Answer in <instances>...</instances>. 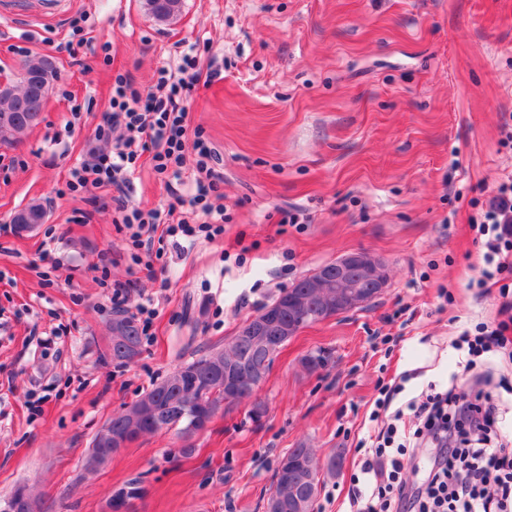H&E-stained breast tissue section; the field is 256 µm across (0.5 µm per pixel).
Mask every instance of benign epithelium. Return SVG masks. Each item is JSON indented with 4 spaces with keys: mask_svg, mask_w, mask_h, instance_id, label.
I'll use <instances>...</instances> for the list:
<instances>
[{
    "mask_svg": "<svg viewBox=\"0 0 512 512\" xmlns=\"http://www.w3.org/2000/svg\"><path fill=\"white\" fill-rule=\"evenodd\" d=\"M54 66L45 62L36 74L22 75L14 83L0 82V91L16 92L28 87V82L41 83L44 72ZM390 269L387 261L365 250L343 254L334 261L321 265L301 278L281 294L273 305L265 306L259 313L242 324L225 348L246 343L251 350L262 357L261 362L245 365L231 358L221 360L215 353L210 365L224 370V401H245L252 398L259 389L275 356L304 327L339 315L356 311L375 302L390 283ZM176 412L191 420L189 428L202 431L209 420H199L191 413V403L183 400L173 406ZM129 431L138 430L142 422L154 411L145 404L133 402L126 407ZM305 500L296 486H288L283 480L278 494L266 499L265 512H282L284 508L300 510ZM0 512H39L38 502L31 496L8 498L0 503Z\"/></svg>",
    "mask_w": 512,
    "mask_h": 512,
    "instance_id": "benign-epithelium-1",
    "label": "benign epithelium"
}]
</instances>
